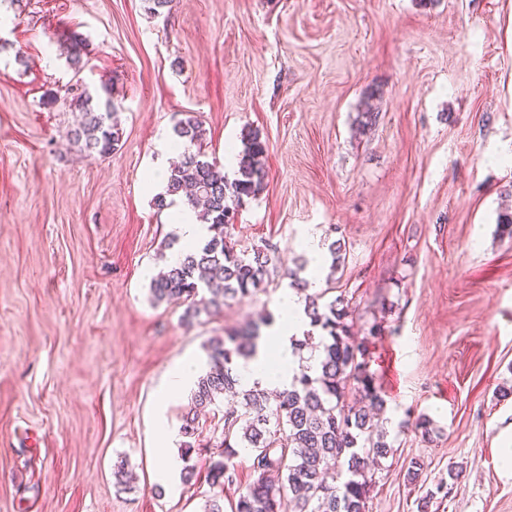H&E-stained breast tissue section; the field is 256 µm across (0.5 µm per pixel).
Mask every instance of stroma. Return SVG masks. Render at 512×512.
Returning <instances> with one entry per match:
<instances>
[{
    "label": "stroma",
    "mask_w": 512,
    "mask_h": 512,
    "mask_svg": "<svg viewBox=\"0 0 512 512\" xmlns=\"http://www.w3.org/2000/svg\"><path fill=\"white\" fill-rule=\"evenodd\" d=\"M0 0V512H204L216 490L163 483L155 422L180 428L189 396L166 372L211 338L277 314L306 237L340 241L321 288L369 337L395 453L369 512H512L495 456L512 429V0ZM86 41L73 74L62 45ZM108 83L122 136L106 157L69 140L55 102ZM378 89L376 125L355 118ZM208 160L267 143L263 190L227 229L268 246L265 291L219 316L153 303L177 237L144 181L187 116ZM428 415L433 442L403 428ZM424 463L417 484L405 474ZM125 465L131 489L116 485ZM464 477L448 494L449 469ZM435 496L422 505L427 491Z\"/></svg>",
    "instance_id": "1"
}]
</instances>
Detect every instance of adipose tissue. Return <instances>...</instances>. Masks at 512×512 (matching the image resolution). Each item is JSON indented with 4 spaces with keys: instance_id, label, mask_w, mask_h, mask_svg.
<instances>
[{
    "instance_id": "1",
    "label": "adipose tissue",
    "mask_w": 512,
    "mask_h": 512,
    "mask_svg": "<svg viewBox=\"0 0 512 512\" xmlns=\"http://www.w3.org/2000/svg\"><path fill=\"white\" fill-rule=\"evenodd\" d=\"M306 315L304 306L293 291L280 296L276 322L263 338L256 354L239 365L237 375L244 388H288L298 368L293 339L302 337Z\"/></svg>"
}]
</instances>
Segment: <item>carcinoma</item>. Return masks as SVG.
<instances>
[{
  "mask_svg": "<svg viewBox=\"0 0 512 512\" xmlns=\"http://www.w3.org/2000/svg\"><path fill=\"white\" fill-rule=\"evenodd\" d=\"M82 51L83 39L73 36L67 63L76 76L85 67ZM101 90L103 99L77 82L65 87L61 99L81 114L67 132L69 139L81 151L104 157L116 150L121 132L112 92L106 86ZM377 94L376 89L367 92L356 117L358 129L377 122L372 104ZM175 133L185 145L182 160L171 168L156 205L162 209L169 206L167 199L184 195L197 209L199 221L215 233L203 246L186 249L178 262L161 268L150 292L156 303L185 306L184 317L192 321L203 313L224 312L228 302L255 295L269 279L265 250L240 256L224 236L235 207L263 185L261 158L267 147L259 131H247L242 136L238 177L229 182L202 151L204 129L197 117L180 121ZM304 268L301 263L288 270V278L291 288L304 294L310 326L326 332L320 337L317 366L299 365L290 387L273 395L258 386L243 389L236 359L255 354L260 326L227 331L210 341L209 369L197 379L183 418L182 448L188 456L200 448L199 415L221 398L236 400L238 408L224 414L222 449L206 459L211 485L222 489L237 483L229 463L236 449L251 454V481L231 503V512H368L374 484L371 466L394 453L373 424L387 404L368 357V336L375 329L356 339L346 322L349 300L339 295L325 302L322 293H306L308 282L299 277Z\"/></svg>",
  "mask_w": 512,
  "mask_h": 512,
  "instance_id": "carcinoma-1",
  "label": "carcinoma"
}]
</instances>
